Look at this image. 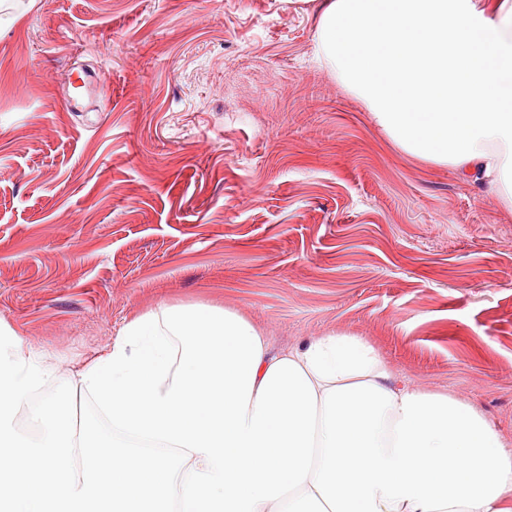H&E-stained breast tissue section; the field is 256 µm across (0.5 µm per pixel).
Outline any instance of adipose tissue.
<instances>
[{
  "label": "adipose tissue",
  "mask_w": 512,
  "mask_h": 512,
  "mask_svg": "<svg viewBox=\"0 0 512 512\" xmlns=\"http://www.w3.org/2000/svg\"><path fill=\"white\" fill-rule=\"evenodd\" d=\"M316 55L402 152L512 211V0H324ZM0 336V512H512V452L472 406L395 385L344 333L271 353L238 313L164 307L78 374L111 421L74 430ZM83 464L73 470V446Z\"/></svg>",
  "instance_id": "obj_1"
}]
</instances>
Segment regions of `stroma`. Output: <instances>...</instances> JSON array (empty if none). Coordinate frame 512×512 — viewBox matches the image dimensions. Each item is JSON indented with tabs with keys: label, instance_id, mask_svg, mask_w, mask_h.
Returning a JSON list of instances; mask_svg holds the SVG:
<instances>
[{
	"label": "stroma",
	"instance_id": "1",
	"mask_svg": "<svg viewBox=\"0 0 512 512\" xmlns=\"http://www.w3.org/2000/svg\"><path fill=\"white\" fill-rule=\"evenodd\" d=\"M323 0H0V324L42 402L126 323L237 312L272 351L347 333L512 450V213L397 149L318 62ZM103 75L68 111L78 71Z\"/></svg>",
	"mask_w": 512,
	"mask_h": 512
}]
</instances>
